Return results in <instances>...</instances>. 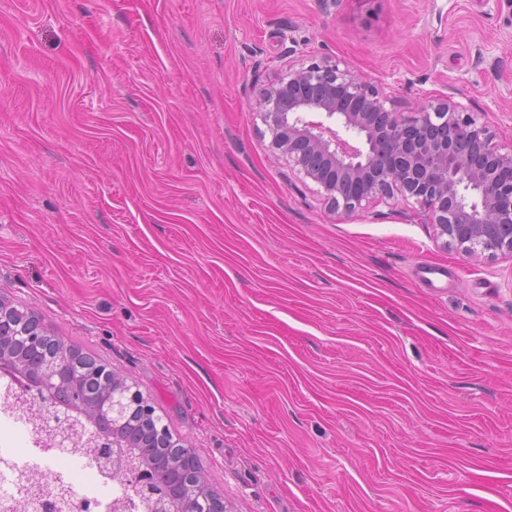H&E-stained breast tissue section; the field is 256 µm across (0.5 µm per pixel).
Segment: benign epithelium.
Returning a JSON list of instances; mask_svg holds the SVG:
<instances>
[{"label": "benign epithelium", "mask_w": 512, "mask_h": 512, "mask_svg": "<svg viewBox=\"0 0 512 512\" xmlns=\"http://www.w3.org/2000/svg\"><path fill=\"white\" fill-rule=\"evenodd\" d=\"M387 101L377 85L323 59L280 73L263 88L256 111L271 147L318 186L337 216H352L398 193L419 207L444 247L474 258L512 257V148L497 147L488 127L451 97L430 100L409 117L387 108ZM7 334L37 345L43 332L14 322L12 307L0 301L1 364L11 357ZM70 370L75 400L68 413L115 423L137 412L159 421L149 401L114 369H102L104 392L95 399L79 390L77 360H70ZM36 376L40 407L41 396L55 393L64 377L52 359ZM182 455L187 499L180 509L154 490L149 469L131 463L119 479L153 497V512H209L203 479L190 453Z\"/></svg>", "instance_id": "obj_1"}]
</instances>
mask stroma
<instances>
[{
    "instance_id": "35a3bbf8",
    "label": "stroma",
    "mask_w": 512,
    "mask_h": 512,
    "mask_svg": "<svg viewBox=\"0 0 512 512\" xmlns=\"http://www.w3.org/2000/svg\"><path fill=\"white\" fill-rule=\"evenodd\" d=\"M324 57L512 146V0H0V299L229 512H512V258L336 217L272 151L260 89ZM77 359L78 357L70 360V370L73 375L71 388L75 390V400L71 401L70 407L65 408V411L72 415L83 416L93 422L112 419L114 423L122 422L124 418L139 412L143 419L151 418L155 421L159 438H168L164 432V425L160 426V419L154 415V407L139 391H132V387L114 369L104 365L101 374L104 392L100 397L92 399L86 395L96 397L100 391V384L90 373L81 379L80 385L86 394L82 393L77 380L81 377L83 368Z\"/></svg>"
}]
</instances>
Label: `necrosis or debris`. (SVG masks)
I'll return each mask as SVG.
<instances>
[{
	"instance_id": "1",
	"label": "necrosis or debris",
	"mask_w": 512,
	"mask_h": 512,
	"mask_svg": "<svg viewBox=\"0 0 512 512\" xmlns=\"http://www.w3.org/2000/svg\"><path fill=\"white\" fill-rule=\"evenodd\" d=\"M19 394L11 379L0 377V503L14 499L23 487L65 489L72 512H112L117 498L127 499L128 512H140L131 485H116L80 444L55 446L24 418L16 406ZM21 435L26 441L20 449L16 439Z\"/></svg>"
}]
</instances>
